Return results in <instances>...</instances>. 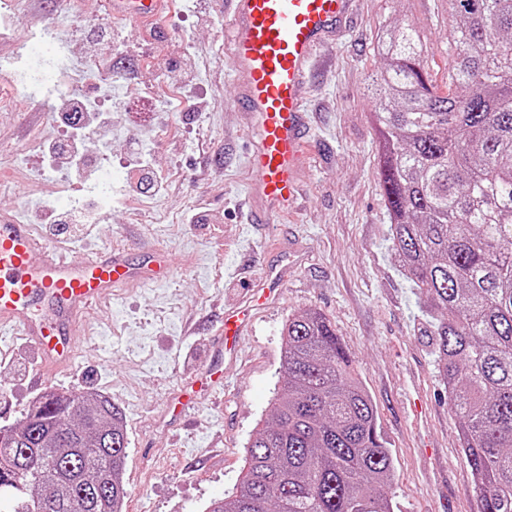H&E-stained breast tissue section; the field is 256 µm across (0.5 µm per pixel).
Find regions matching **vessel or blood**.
I'll return each mask as SVG.
<instances>
[{
  "mask_svg": "<svg viewBox=\"0 0 512 512\" xmlns=\"http://www.w3.org/2000/svg\"><path fill=\"white\" fill-rule=\"evenodd\" d=\"M357 0H228L224 48L239 86L234 110L243 118L251 179L249 221L273 224L302 198V159L308 144L310 70L320 48L341 37ZM166 0H107L110 14L150 20ZM169 255L157 249L141 262L113 252L77 263L60 243L17 216L0 214V328L27 337L43 367L69 365L79 318L113 289L169 278ZM251 320L247 310L224 312V352Z\"/></svg>",
  "mask_w": 512,
  "mask_h": 512,
  "instance_id": "b4317fda",
  "label": "vessel or blood"
}]
</instances>
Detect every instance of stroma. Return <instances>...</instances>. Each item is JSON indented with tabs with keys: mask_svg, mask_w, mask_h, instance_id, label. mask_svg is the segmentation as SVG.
<instances>
[{
	"mask_svg": "<svg viewBox=\"0 0 512 512\" xmlns=\"http://www.w3.org/2000/svg\"><path fill=\"white\" fill-rule=\"evenodd\" d=\"M70 2L79 27L67 43L51 46L56 69L66 70L76 92L103 99L86 69L109 63L119 68L122 88L105 101L108 123L84 143L88 166L67 171L48 163V144L65 136L50 105L0 82V213L36 225L41 214L67 211L78 188L108 178L112 190L97 208L108 221L67 240L71 259L111 250L136 258L154 249L173 259V277L118 289L93 305L74 339L72 365L49 376L52 386L108 396L123 410L125 512H203L232 491L244 448L282 380L283 327L309 308L335 326L376 408L396 467L394 512H478L459 418L391 249L368 90L381 66L375 33L397 19L420 32L428 72L445 80L455 24L447 0H359L344 36L324 44L327 65L315 71L308 102L303 202L275 224L247 221L250 171L243 124L231 106L237 87L224 56L225 0H172L159 35L150 23L112 18L104 0ZM50 14L24 0L25 33L0 23V58L35 67L32 36ZM102 23L110 35L87 43L85 31ZM182 86L195 89L183 111L144 121L126 109L129 94ZM137 143L164 184L149 196L129 176ZM271 268L282 272L279 296L255 310L237 358L224 362L223 387L170 421L164 406L181 377L208 363L225 308L249 303ZM40 367L33 343L0 331V426L16 423L38 396L32 376Z\"/></svg>",
	"mask_w": 512,
	"mask_h": 512,
	"instance_id": "stroma-1",
	"label": "stroma"
}]
</instances>
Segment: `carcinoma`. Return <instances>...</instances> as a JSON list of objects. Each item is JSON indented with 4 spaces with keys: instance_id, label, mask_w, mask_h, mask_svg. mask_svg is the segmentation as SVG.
Segmentation results:
<instances>
[{
    "instance_id": "cac0c4a2",
    "label": "carcinoma",
    "mask_w": 512,
    "mask_h": 512,
    "mask_svg": "<svg viewBox=\"0 0 512 512\" xmlns=\"http://www.w3.org/2000/svg\"><path fill=\"white\" fill-rule=\"evenodd\" d=\"M448 90L415 27L378 28V174L392 250L411 283L461 421L480 512H512V0H448ZM271 420L231 495L205 512H392L395 464L335 327L309 309L283 328ZM128 441L100 394L51 387L0 428V512H122Z\"/></svg>"
}]
</instances>
